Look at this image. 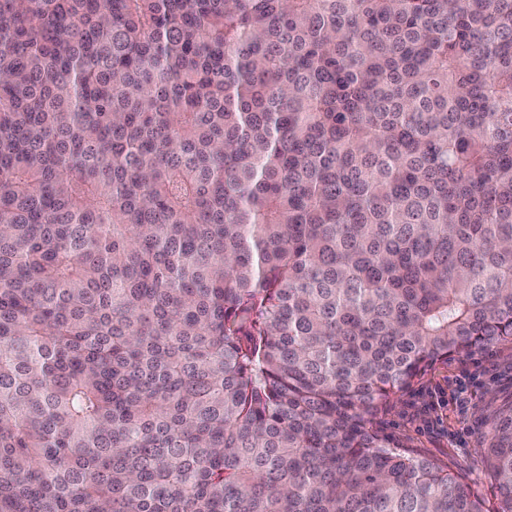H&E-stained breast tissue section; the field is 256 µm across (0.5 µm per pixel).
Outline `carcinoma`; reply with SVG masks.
I'll return each instance as SVG.
<instances>
[{
	"label": "carcinoma",
	"mask_w": 512,
	"mask_h": 512,
	"mask_svg": "<svg viewBox=\"0 0 512 512\" xmlns=\"http://www.w3.org/2000/svg\"><path fill=\"white\" fill-rule=\"evenodd\" d=\"M506 341L512 0H0V512H512ZM505 401H512V343L508 342L436 364L398 403L379 415L378 426L416 454L449 463L481 497L492 502L497 487L484 472L478 448L487 431V418ZM463 403L465 421L459 423ZM420 413L426 414L429 423L419 421ZM441 418L448 426V437L446 428L439 435L432 427Z\"/></svg>",
	"instance_id": "carcinoma-1"
}]
</instances>
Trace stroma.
Returning a JSON list of instances; mask_svg holds the SVG:
<instances>
[{"label": "stroma", "instance_id": "obj_1", "mask_svg": "<svg viewBox=\"0 0 512 512\" xmlns=\"http://www.w3.org/2000/svg\"><path fill=\"white\" fill-rule=\"evenodd\" d=\"M512 401V343L436 364L391 408L378 426L416 454L450 464L484 499L497 496L479 447L486 421Z\"/></svg>", "mask_w": 512, "mask_h": 512}]
</instances>
